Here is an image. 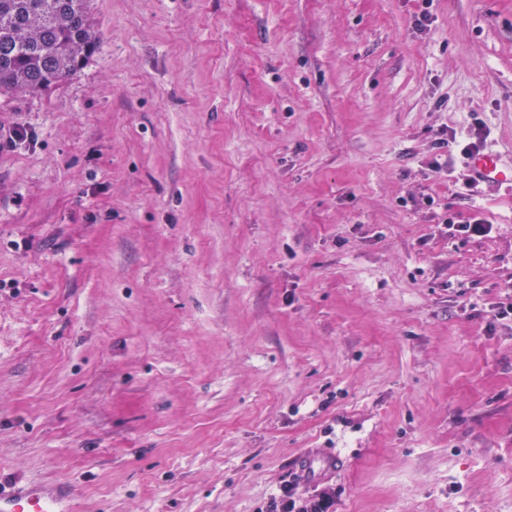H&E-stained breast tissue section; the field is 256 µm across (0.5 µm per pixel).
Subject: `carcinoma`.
I'll return each instance as SVG.
<instances>
[{
    "label": "carcinoma",
    "instance_id": "obj_1",
    "mask_svg": "<svg viewBox=\"0 0 512 512\" xmlns=\"http://www.w3.org/2000/svg\"><path fill=\"white\" fill-rule=\"evenodd\" d=\"M88 2L0 0V95H37L77 73L98 43Z\"/></svg>",
    "mask_w": 512,
    "mask_h": 512
}]
</instances>
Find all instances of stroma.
<instances>
[{
  "instance_id": "stroma-1",
  "label": "stroma",
  "mask_w": 512,
  "mask_h": 512,
  "mask_svg": "<svg viewBox=\"0 0 512 512\" xmlns=\"http://www.w3.org/2000/svg\"><path fill=\"white\" fill-rule=\"evenodd\" d=\"M0 96V476L75 512H512V0H91ZM425 25H418V18ZM489 235L461 239L473 219ZM336 451L320 482L299 458ZM471 174L490 184H512V165L504 164L494 155H478L468 160ZM297 483L280 486V493L270 499L266 512H330L334 500L332 494L323 490L310 499H303L296 494Z\"/></svg>"
}]
</instances>
